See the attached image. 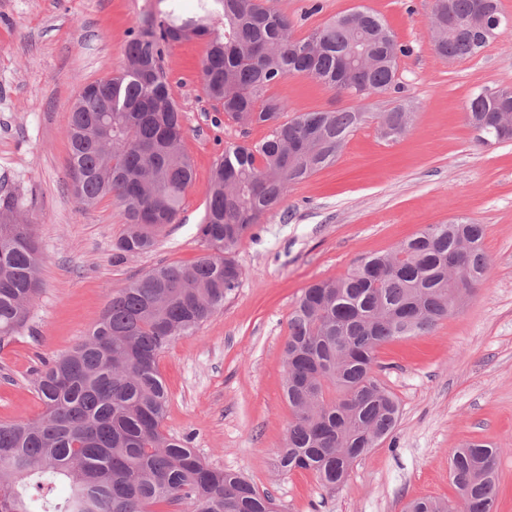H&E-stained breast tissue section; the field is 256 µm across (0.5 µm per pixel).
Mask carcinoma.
Listing matches in <instances>:
<instances>
[{"instance_id": "obj_1", "label": "carcinoma", "mask_w": 512, "mask_h": 512, "mask_svg": "<svg viewBox=\"0 0 512 512\" xmlns=\"http://www.w3.org/2000/svg\"><path fill=\"white\" fill-rule=\"evenodd\" d=\"M482 0H435L439 55L466 60L487 41L464 32ZM224 27L214 28L216 16ZM209 37L202 89L228 121L267 125L254 145L231 144L212 169L199 225L210 253L190 264L157 267L112 298L89 337L36 379L45 406L36 419L0 423V512H153L187 503L191 512H275L273 499L243 476L212 468L188 438L164 435L168 394L160 354L224 308L243 272L237 247L290 186L336 160L347 138L375 121L382 135L407 133L412 114L399 105L367 111L372 94L403 90L404 52L383 19L350 11L296 40L274 0H197L191 15L176 3L130 31L125 66L108 93L80 92L67 137L74 196L86 208L106 196L122 208L123 258L151 249L178 222L194 171L186 131L170 93L164 51ZM306 75L357 105L287 116L266 95L272 84ZM466 120L489 140L512 138V87L484 90ZM22 197H0V349L26 325L40 291L41 254ZM485 229L464 219L427 224L394 249L360 259L343 277L304 289L288 320L284 391L292 416L274 452L283 474L312 472L325 487L343 484L353 463L396 428L399 406L373 374L376 352L404 336L433 331L485 280ZM498 449L455 451L450 479L466 512H493ZM65 481L68 495H53ZM407 512H452L432 498Z\"/></svg>"}]
</instances>
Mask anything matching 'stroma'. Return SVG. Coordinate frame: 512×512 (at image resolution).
<instances>
[{"instance_id": "35a3bbf8", "label": "stroma", "mask_w": 512, "mask_h": 512, "mask_svg": "<svg viewBox=\"0 0 512 512\" xmlns=\"http://www.w3.org/2000/svg\"><path fill=\"white\" fill-rule=\"evenodd\" d=\"M276 6L298 39L359 7L378 13L406 50L399 58L405 89L376 96L369 109L405 105L413 124L395 141L384 140L376 123L362 125L333 164L291 186L249 232L235 253L243 275L223 310L159 357L169 395L163 430L191 437L204 462L242 474L279 512H404L421 497L459 505L450 455L482 442L500 451L495 512H512V141L481 144L465 117L474 93L512 86V37L500 35L477 56L451 63L431 38L434 0ZM157 8V0H0V195L25 199L43 254L28 322L0 349V422L42 414L38 371L90 334L113 291L156 267L206 254L198 226L214 163L225 146L270 133L263 125L244 131L230 124L206 98V40L167 49L164 67L195 176L178 223L155 247L116 257L125 230L120 207L107 196L85 210L71 192L69 109L85 85L121 69L130 29ZM268 93L292 116L352 104L303 75ZM460 218L485 226L490 266L477 296L433 332L379 349L374 374L400 403L397 429L336 489L306 470L278 474L272 454L291 417L283 349L296 300L309 285L390 251L424 225Z\"/></svg>"}]
</instances>
